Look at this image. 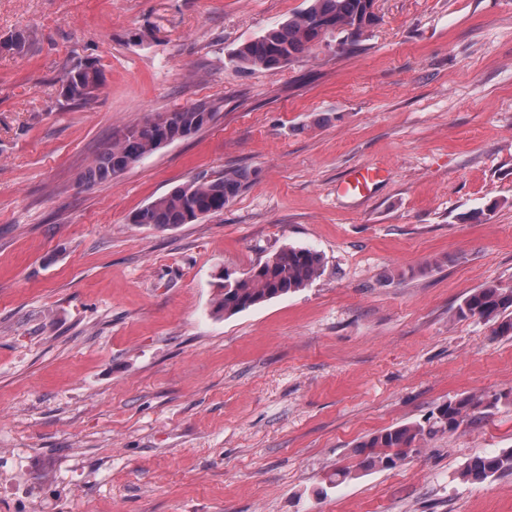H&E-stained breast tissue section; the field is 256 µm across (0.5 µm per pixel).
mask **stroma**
Masks as SVG:
<instances>
[{"instance_id":"35a3bbf8","label":"stroma","mask_w":512,"mask_h":512,"mask_svg":"<svg viewBox=\"0 0 512 512\" xmlns=\"http://www.w3.org/2000/svg\"><path fill=\"white\" fill-rule=\"evenodd\" d=\"M307 6L0 0V512H512V474L460 476L512 448L510 401L395 467L354 453L512 390V335L457 315L512 288V0H376L357 46L233 62ZM80 62L101 86L75 104ZM199 104L201 130L82 182L127 125ZM358 166L383 171L363 199L339 190ZM230 169L223 212L131 223ZM285 247L322 275L216 314L221 273ZM100 73L89 65H76L68 69L61 79V93L71 101H89L100 85Z\"/></svg>"}]
</instances>
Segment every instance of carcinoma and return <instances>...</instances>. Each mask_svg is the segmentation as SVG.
Wrapping results in <instances>:
<instances>
[{"mask_svg":"<svg viewBox=\"0 0 512 512\" xmlns=\"http://www.w3.org/2000/svg\"><path fill=\"white\" fill-rule=\"evenodd\" d=\"M374 0H309L306 9L292 15L264 35L241 44L233 60L242 68L275 69L306 52L325 35L346 31L352 41L364 29L376 24ZM100 85V73L89 65L68 69L61 79V93L71 101H89ZM214 107L201 104L158 115L126 127L98 156L84 174L88 186L108 182L122 175L145 155L160 148L163 134L176 141L209 124ZM248 180V174L232 170L214 179L200 178L176 187L131 216L134 224L159 230L176 228L207 215L224 211ZM319 253L307 248H283L249 272L236 276L224 272L222 293L216 312L233 315L249 307L295 292L316 280L322 273ZM460 317H479L493 323V334H512V288L488 285L464 298ZM512 393L466 395L436 407L424 423L386 429L355 448L362 467L392 468L409 452L439 433L454 432L464 423L479 418ZM512 473V448L497 454L477 456L462 472L475 483L504 473Z\"/></svg>","mask_w":512,"mask_h":512,"instance_id":"1","label":"carcinoma"}]
</instances>
